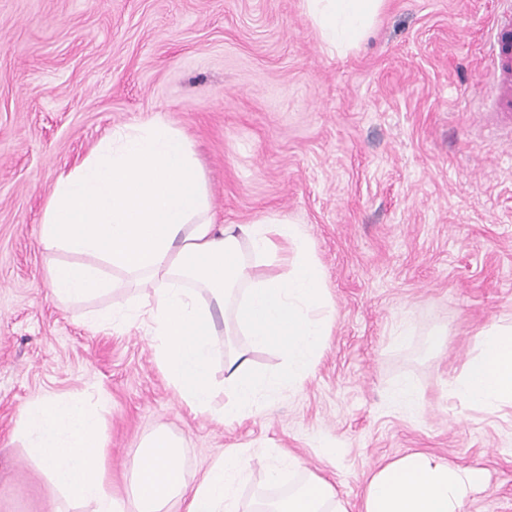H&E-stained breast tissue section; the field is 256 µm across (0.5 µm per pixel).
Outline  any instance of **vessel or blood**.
<instances>
[{
  "label": "vessel or blood",
  "instance_id": "b4317fda",
  "mask_svg": "<svg viewBox=\"0 0 512 512\" xmlns=\"http://www.w3.org/2000/svg\"><path fill=\"white\" fill-rule=\"evenodd\" d=\"M485 74L497 89V109L512 120V13L496 16L489 28Z\"/></svg>",
  "mask_w": 512,
  "mask_h": 512
}]
</instances>
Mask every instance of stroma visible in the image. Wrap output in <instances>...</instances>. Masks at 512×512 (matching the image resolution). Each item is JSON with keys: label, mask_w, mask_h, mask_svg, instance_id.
<instances>
[{"label": "stroma", "mask_w": 512, "mask_h": 512, "mask_svg": "<svg viewBox=\"0 0 512 512\" xmlns=\"http://www.w3.org/2000/svg\"><path fill=\"white\" fill-rule=\"evenodd\" d=\"M499 10L388 0L337 56L298 0H0V512L93 510L54 487L20 431L44 396L106 397L122 497L126 458L163 428L190 482L249 449L244 508L315 474L355 510L378 465L424 452L487 471L463 512H512V406L460 412L448 392L477 330L512 321V144L480 80ZM156 117L189 139L217 223L299 222L335 304L310 378L231 424L179 403L142 324L89 325L133 289L65 308L47 287L39 235L56 178L109 131ZM439 323L447 342L426 351ZM271 448L302 461L279 488Z\"/></svg>", "instance_id": "1"}]
</instances>
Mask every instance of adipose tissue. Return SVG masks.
<instances>
[{"mask_svg": "<svg viewBox=\"0 0 512 512\" xmlns=\"http://www.w3.org/2000/svg\"><path fill=\"white\" fill-rule=\"evenodd\" d=\"M387 0H300L325 49L355 50ZM49 255L47 281L66 306L125 286L134 300L104 311L98 324L148 322L154 356L169 385L192 412L232 423L260 409L261 396L301 386L331 330L335 308L324 272L298 223L264 215L220 224L210 210L203 174L187 138L163 119L111 131L91 154L56 180L40 230ZM61 252L84 263L58 260ZM223 324H216V316ZM245 336L224 353L222 413H214L212 360L217 331ZM273 349L285 357L274 374L248 356ZM458 407L494 410L512 404V324L491 323L476 334L474 352L450 389ZM106 400L41 397L21 416L33 453L54 484L94 504V512H239L236 485L249 451L221 454L195 485L179 464L181 444L166 431L147 437L128 457L131 496L113 495L102 437ZM485 472L411 453L371 476L359 512H461ZM254 512H348L327 480L312 475L282 499Z\"/></svg>", "mask_w": 512, "mask_h": 512, "instance_id": "adipose-tissue-1", "label": "adipose tissue"}]
</instances>
